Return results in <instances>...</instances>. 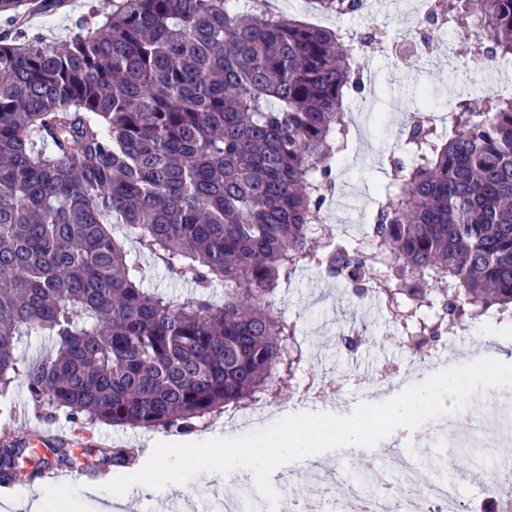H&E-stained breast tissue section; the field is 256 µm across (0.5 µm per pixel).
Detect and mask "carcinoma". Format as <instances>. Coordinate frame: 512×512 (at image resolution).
Listing matches in <instances>:
<instances>
[{"instance_id":"obj_1","label":"carcinoma","mask_w":512,"mask_h":512,"mask_svg":"<svg viewBox=\"0 0 512 512\" xmlns=\"http://www.w3.org/2000/svg\"><path fill=\"white\" fill-rule=\"evenodd\" d=\"M63 0H0L19 22ZM342 17L361 0H317ZM430 21L512 59V0H433ZM266 0H105L64 48L0 37V393L22 377L36 409L78 422L191 432L275 399L306 363L278 287L309 266L370 293L425 348L468 318L512 323V95L415 123L380 188L368 241L328 250L318 224L361 90L363 44ZM139 252L194 288L142 287ZM224 289V301L213 300ZM49 351L23 361L29 338ZM98 471L135 448H99ZM68 466L0 441V486Z\"/></svg>"}]
</instances>
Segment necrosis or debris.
<instances>
[{
	"instance_id": "4bbe7bcc",
	"label": "necrosis or debris",
	"mask_w": 512,
	"mask_h": 512,
	"mask_svg": "<svg viewBox=\"0 0 512 512\" xmlns=\"http://www.w3.org/2000/svg\"><path fill=\"white\" fill-rule=\"evenodd\" d=\"M496 437L512 441V414L496 393L486 397L484 411H461L446 417L444 425L414 434L415 441L441 443L452 454L484 447ZM366 469L371 476L366 484L343 481L331 468L318 469L314 491L288 495L278 502V512H467L460 480L425 473L414 455L400 453L394 466L373 455Z\"/></svg>"
}]
</instances>
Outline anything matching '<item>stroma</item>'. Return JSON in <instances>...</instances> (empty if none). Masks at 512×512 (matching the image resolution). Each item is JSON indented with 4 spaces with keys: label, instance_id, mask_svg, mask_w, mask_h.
<instances>
[{
    "label": "stroma",
    "instance_id": "1",
    "mask_svg": "<svg viewBox=\"0 0 512 512\" xmlns=\"http://www.w3.org/2000/svg\"><path fill=\"white\" fill-rule=\"evenodd\" d=\"M102 0H64L62 6L53 11L27 13L21 20L26 35L64 47L94 8ZM338 26L354 33L369 28H385L390 36L409 29L412 25L409 14L398 7L386 10H370L338 19ZM360 67L373 72L375 80L360 93L351 95L347 108L360 113L363 131L354 140L348 159L335 163L336 181L342 190H355L373 198L385 179L381 160L396 153L397 142L405 128L408 117L423 112L427 103L447 104L449 94L459 91L475 93L495 76L485 67L472 40L452 31L438 32L425 53L415 52L413 47L400 46L396 56L381 53L368 47L361 55ZM434 74L435 81L429 89L427 101L413 96L427 74ZM275 302L288 318L295 320L304 339L308 361L307 375L333 380L340 384L336 396L337 415L345 416L362 402L382 403L406 389L408 382L379 379L383 363L408 366L414 373L410 382H421L431 374L444 368L469 363L471 357L486 356L512 364V326L490 325L491 348H483L481 337L470 323H462L457 330V339L450 349H441L433 363L416 365L414 353L393 342V327L384 314H369L367 308L371 298H360L352 293V287L343 280L327 277L313 268H304L293 276L291 285L281 286ZM359 331V345L355 351H346L338 343L340 332L349 328ZM31 400L23 380H15L6 394L0 395V428L17 431L51 428L76 435L84 445L75 449L74 455L83 470L98 465V455L93 445L100 440L112 444H125L145 449L148 458L145 470L150 474L163 472L166 464L176 462L179 451L167 448L169 432L163 430L144 431L128 426H112L106 423L73 422L65 414L48 410L36 412L30 408ZM322 404L302 397L300 391L264 403L261 410L235 420L219 419L211 429L198 432L199 440H207L225 430L242 431L263 429L279 419L300 412L322 411ZM365 460L359 448L345 447L316 455L314 460L295 462L294 467L302 471L300 483H281L276 487L280 496L309 492L314 483L317 467L331 466L343 469L346 477H354L361 471ZM449 468L466 470L468 478L463 485V494L470 502L472 512H483L487 499L486 470L489 466L486 451L467 448Z\"/></svg>",
    "mask_w": 512,
    "mask_h": 512
}]
</instances>
